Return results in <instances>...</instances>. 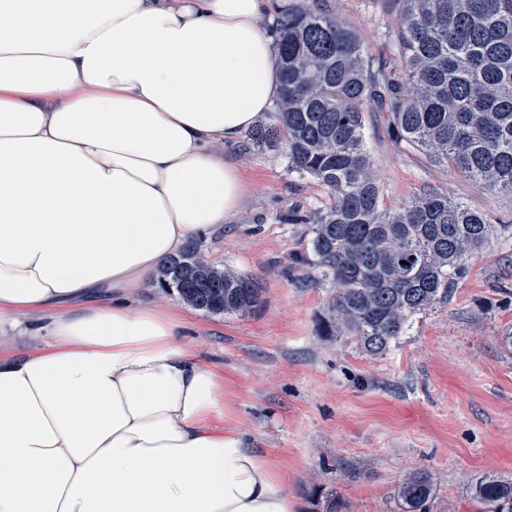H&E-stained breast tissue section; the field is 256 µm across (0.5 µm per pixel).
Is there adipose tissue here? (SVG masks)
<instances>
[{
  "mask_svg": "<svg viewBox=\"0 0 512 512\" xmlns=\"http://www.w3.org/2000/svg\"><path fill=\"white\" fill-rule=\"evenodd\" d=\"M265 0H0V512H295L216 425L224 377L170 306L131 307L239 213L217 146L277 97ZM38 321V322H37ZM49 322V314H21L17 317V326L7 328L0 333V354H22L39 351L52 342V337L43 331L34 333L31 329Z\"/></svg>",
  "mask_w": 512,
  "mask_h": 512,
  "instance_id": "ef3b65f1",
  "label": "adipose tissue"
}]
</instances>
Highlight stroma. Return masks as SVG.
Returning <instances> with one entry per match:
<instances>
[{
	"label": "stroma",
	"instance_id": "1",
	"mask_svg": "<svg viewBox=\"0 0 512 512\" xmlns=\"http://www.w3.org/2000/svg\"><path fill=\"white\" fill-rule=\"evenodd\" d=\"M355 30L369 59L393 58L403 16L396 0H324ZM386 206L429 189L446 191L496 225L490 243L455 276L447 299L414 315L380 356L347 333L322 330L336 293L312 247L310 225L295 223L328 202L325 186L289 168L279 150L224 144L241 169L246 202L199 255L262 287L253 312L190 310L184 341L224 376L222 424L238 429L288 485L297 512H325L336 494L344 512H402L399 487L412 473L434 481L429 512H481L477 480H512V196L433 165L392 138L386 113L363 129ZM22 314L0 333V354L51 343Z\"/></svg>",
	"mask_w": 512,
	"mask_h": 512
}]
</instances>
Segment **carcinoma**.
I'll list each match as a JSON object with an SVG mask.
<instances>
[{
    "mask_svg": "<svg viewBox=\"0 0 512 512\" xmlns=\"http://www.w3.org/2000/svg\"><path fill=\"white\" fill-rule=\"evenodd\" d=\"M403 14L398 57L368 65L358 35L327 10L282 7L276 27L280 90L271 124L252 147L282 150L289 166L324 185L329 203L308 219L319 264L336 285L327 331L384 353L409 320L448 296L453 275L495 225L448 200L417 194L383 203L364 145L365 109L387 113L396 141L491 190L512 194V0H395ZM160 287L208 314H246L256 280L203 260L193 244L160 269ZM432 476L402 483L405 512H427ZM474 498L512 512V480L484 478Z\"/></svg>",
    "mask_w": 512,
    "mask_h": 512,
    "instance_id": "cac0c4a2",
    "label": "carcinoma"
}]
</instances>
